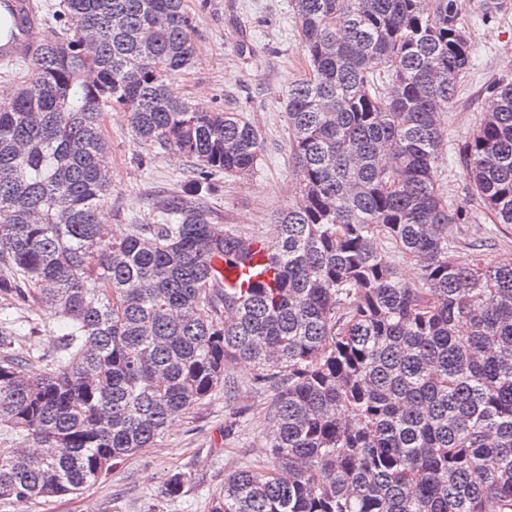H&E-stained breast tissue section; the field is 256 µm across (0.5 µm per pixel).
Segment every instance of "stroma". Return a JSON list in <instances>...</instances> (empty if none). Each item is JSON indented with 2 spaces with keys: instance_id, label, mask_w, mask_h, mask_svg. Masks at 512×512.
<instances>
[{
  "instance_id": "35a3bbf8",
  "label": "stroma",
  "mask_w": 512,
  "mask_h": 512,
  "mask_svg": "<svg viewBox=\"0 0 512 512\" xmlns=\"http://www.w3.org/2000/svg\"><path fill=\"white\" fill-rule=\"evenodd\" d=\"M192 20L195 62L173 83L175 96L204 110L238 111L259 131L264 150L253 173L219 174L200 184L183 158L138 141L123 112H106L112 147V194L104 212L116 234L152 221L150 198L173 191L205 197L225 230L272 239L275 218L295 200L288 159L283 99L303 73V56L291 0H185ZM462 23L473 48L470 69L445 117L448 148L439 184L452 206L468 214L448 229L458 260L491 262L512 255V227L496 228L471 198L458 149L492 109L493 84L512 82V0H465ZM15 321L14 349L30 351L40 370L59 357L66 320L28 303L0 304V319ZM252 365L229 362L226 384L233 401L216 388L186 411L155 444L118 462L110 476L65 497H39L0 505V512H211L225 475L247 462L264 461L266 405L270 392L254 389ZM187 477L169 497L172 474Z\"/></svg>"
}]
</instances>
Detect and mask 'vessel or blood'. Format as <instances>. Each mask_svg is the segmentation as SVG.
<instances>
[{"label":"vessel or blood","mask_w":512,"mask_h":512,"mask_svg":"<svg viewBox=\"0 0 512 512\" xmlns=\"http://www.w3.org/2000/svg\"><path fill=\"white\" fill-rule=\"evenodd\" d=\"M8 22L11 33L7 39H0V62L29 59L38 44L43 24L38 0H0V22ZM268 261L267 248L255 244L248 267L225 266V285H240L249 269H259Z\"/></svg>","instance_id":"obj_1"}]
</instances>
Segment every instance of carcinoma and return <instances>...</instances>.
Returning <instances> with one entry per match:
<instances>
[{"label": "carcinoma", "mask_w": 512, "mask_h": 512, "mask_svg": "<svg viewBox=\"0 0 512 512\" xmlns=\"http://www.w3.org/2000/svg\"><path fill=\"white\" fill-rule=\"evenodd\" d=\"M464 0H292L307 71L288 88L298 199L267 242L271 284L224 285L253 238L191 194L123 236L109 108L197 180L251 172L258 130L169 84L194 59L184 0H59L30 77L0 93V295L65 318L42 373L0 325V503L112 473L245 361L274 392L269 459L211 512H512V256L463 264L439 189L444 114L470 67ZM458 149L473 196L512 226V82ZM388 238L420 266L406 282Z\"/></svg>", "instance_id": "1"}]
</instances>
